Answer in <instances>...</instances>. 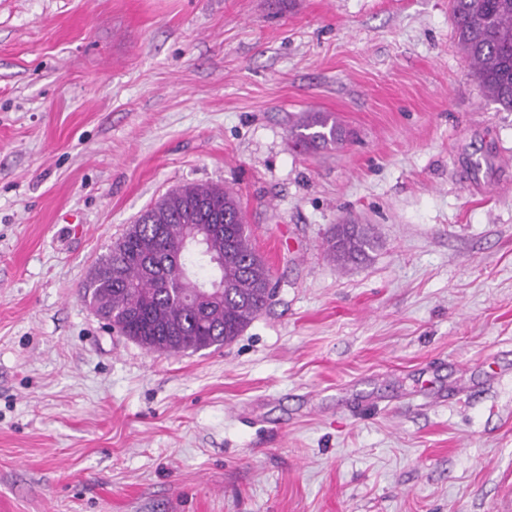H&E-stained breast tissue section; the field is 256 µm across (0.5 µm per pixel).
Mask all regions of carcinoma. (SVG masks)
<instances>
[{"label":"carcinoma","instance_id":"1","mask_svg":"<svg viewBox=\"0 0 512 512\" xmlns=\"http://www.w3.org/2000/svg\"><path fill=\"white\" fill-rule=\"evenodd\" d=\"M458 43L487 96L512 109V0H450ZM343 129L316 112L291 129L305 147L343 141ZM165 227L163 235L154 226ZM199 224H210L209 257L180 253ZM369 229L339 224L327 253L345 265L366 257ZM218 278L224 293L204 304L180 294L189 281ZM83 297L140 346L178 354L222 346L239 336L274 298L271 269L256 250L239 201L221 186L186 185L147 208L112 244L83 284Z\"/></svg>","mask_w":512,"mask_h":512}]
</instances>
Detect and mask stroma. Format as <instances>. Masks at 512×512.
<instances>
[{"label":"stroma","instance_id":"1","mask_svg":"<svg viewBox=\"0 0 512 512\" xmlns=\"http://www.w3.org/2000/svg\"><path fill=\"white\" fill-rule=\"evenodd\" d=\"M189 184L276 296L154 352L81 286ZM0 512H512V111L449 0H0ZM290 134L296 144L312 148L339 145L344 136L337 122L321 112L306 116L291 129ZM371 247L369 228L359 224H338L327 241L329 257L342 265L362 260Z\"/></svg>","mask_w":512,"mask_h":512}]
</instances>
